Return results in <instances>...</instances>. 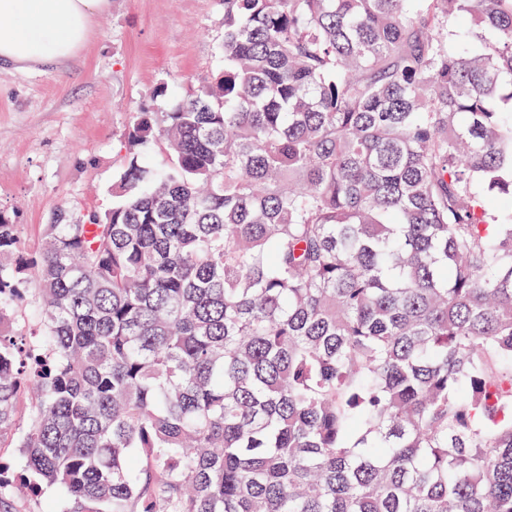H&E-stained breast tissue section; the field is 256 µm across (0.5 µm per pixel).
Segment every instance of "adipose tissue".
Wrapping results in <instances>:
<instances>
[{
	"label": "adipose tissue",
	"instance_id": "obj_1",
	"mask_svg": "<svg viewBox=\"0 0 512 512\" xmlns=\"http://www.w3.org/2000/svg\"><path fill=\"white\" fill-rule=\"evenodd\" d=\"M111 0H0V61L20 70L65 62L85 46Z\"/></svg>",
	"mask_w": 512,
	"mask_h": 512
}]
</instances>
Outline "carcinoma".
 <instances>
[{
  "label": "carcinoma",
  "instance_id": "cac0c4a2",
  "mask_svg": "<svg viewBox=\"0 0 512 512\" xmlns=\"http://www.w3.org/2000/svg\"><path fill=\"white\" fill-rule=\"evenodd\" d=\"M222 53L130 113L110 209L57 213L32 261L0 211V489L512 512V0H224ZM31 293L27 292L23 300L18 304L14 313L13 330L20 334H29L38 328V319L31 312Z\"/></svg>",
  "mask_w": 512,
  "mask_h": 512
}]
</instances>
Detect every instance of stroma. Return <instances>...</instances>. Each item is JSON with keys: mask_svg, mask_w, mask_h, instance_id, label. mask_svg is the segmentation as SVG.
<instances>
[{"mask_svg": "<svg viewBox=\"0 0 512 512\" xmlns=\"http://www.w3.org/2000/svg\"><path fill=\"white\" fill-rule=\"evenodd\" d=\"M222 0H112L83 50L37 71L0 67V207L25 255L55 211L112 206L129 115L222 69ZM167 97H155L159 85Z\"/></svg>", "mask_w": 512, "mask_h": 512, "instance_id": "obj_1", "label": "stroma"}]
</instances>
